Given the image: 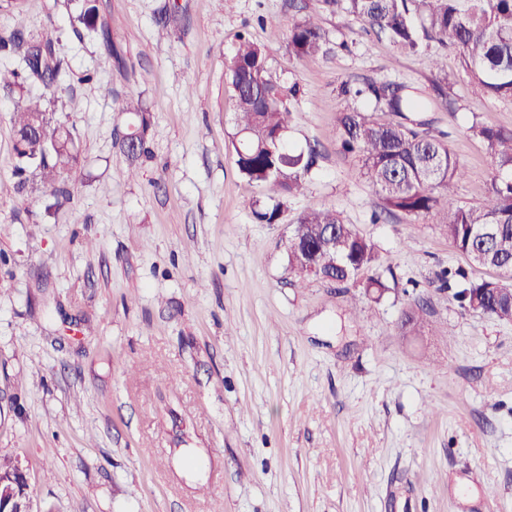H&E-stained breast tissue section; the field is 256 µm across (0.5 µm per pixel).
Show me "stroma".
<instances>
[{"label": "stroma", "instance_id": "1", "mask_svg": "<svg viewBox=\"0 0 512 512\" xmlns=\"http://www.w3.org/2000/svg\"><path fill=\"white\" fill-rule=\"evenodd\" d=\"M303 7L100 0L112 61L75 37L61 0H22L28 31L55 21L72 70L93 76L50 97L81 149L55 209L14 175L16 96L0 88V465L26 473L34 512H512V321L438 290L441 269L484 272L432 218L380 212L336 129L353 105L344 81L427 91L435 53H398L327 11L330 54L297 61ZM245 32L299 89L288 141L319 153L274 224L255 219L261 192L232 146L226 64ZM445 61L455 114L415 118L446 133L470 205L493 169L468 128H512V99L474 87L455 52ZM129 96L151 115L133 178L117 141ZM316 204L387 257L381 300L289 270L292 226ZM417 297L424 329L402 334Z\"/></svg>", "mask_w": 512, "mask_h": 512}]
</instances>
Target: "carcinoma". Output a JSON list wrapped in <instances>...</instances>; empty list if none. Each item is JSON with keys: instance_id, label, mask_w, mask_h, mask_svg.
Wrapping results in <instances>:
<instances>
[{"instance_id": "cac0c4a2", "label": "carcinoma", "mask_w": 512, "mask_h": 512, "mask_svg": "<svg viewBox=\"0 0 512 512\" xmlns=\"http://www.w3.org/2000/svg\"><path fill=\"white\" fill-rule=\"evenodd\" d=\"M340 11L389 40L401 54H414L433 44L453 50L461 58L468 78L486 95L512 99V0H309L306 15L290 30L288 47L300 60L327 54L326 32L319 10ZM78 38H95L114 54L112 26L100 15L98 0H79L71 17ZM57 29L49 25L39 39L27 37L15 26L0 34V58L21 56L22 65L0 68V87L18 93L12 111L15 132V175L26 182L28 174L40 176L44 192L55 201L69 194L63 174L79 163L77 143L67 124L53 119L45 97L27 94V85L39 82L47 91L86 83L93 75L75 76L59 47ZM433 94L396 80L346 81L341 93L372 103V109L352 108L340 113L338 132L342 148L359 158L360 173L380 200L381 210L418 219L433 216L443 225L451 245L472 265L490 269L496 277L471 279L461 269H443L436 275L461 309L498 320L512 321V129L474 122L472 137L484 145L494 167L484 200L472 206L455 199L456 183L464 168L443 137L435 136L409 112L443 108L454 113L448 99V76L441 58L434 63ZM227 75L236 93L232 145L240 174L248 184L275 194L274 203L254 211L265 224L279 219L284 200L302 192L316 151L288 145L285 139L290 110L286 98L297 93L273 80L263 47L240 37L227 63ZM134 115L127 134L137 148L127 152L136 163L146 151L145 135L150 114L141 99L128 98L118 106ZM336 234V252L327 234ZM288 243V266L299 274L302 254L317 257L315 277L337 284H357L367 296L379 300L388 290L379 270L385 259L377 244L343 223L339 213L323 205L305 210ZM419 300L404 312L401 328L409 331L421 322Z\"/></svg>"}]
</instances>
